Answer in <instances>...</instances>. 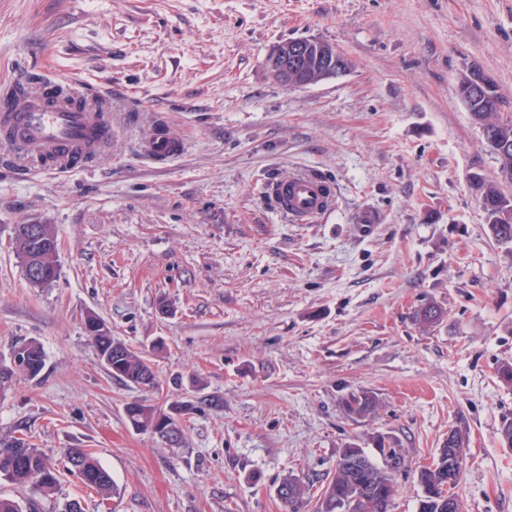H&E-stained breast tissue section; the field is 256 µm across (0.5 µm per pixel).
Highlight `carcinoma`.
I'll return each mask as SVG.
<instances>
[{
  "mask_svg": "<svg viewBox=\"0 0 512 512\" xmlns=\"http://www.w3.org/2000/svg\"><path fill=\"white\" fill-rule=\"evenodd\" d=\"M457 94L470 113L473 122L482 129L484 139L500 162L501 178L512 181V119L499 116V95L496 81L483 87H470L461 82ZM470 186L482 207L490 232L499 243H512V196L500 188L498 182L474 173ZM15 248L22 266L39 264L44 276L32 281L34 286H43L55 280L58 273L57 257L48 254L45 240L27 233L26 226L17 225ZM424 325H434L444 319L441 306L430 303L418 313ZM85 330L91 338L97 355L109 356L107 369L112 375L135 385L151 389L159 388V381L152 370V364L145 356L130 350L127 345L112 336V330L97 317L88 318ZM12 353L21 356L25 364L17 368L0 363V391L14 376L23 375L30 379L39 377L45 367V354L35 340L24 341L13 347ZM377 400L368 392L352 393L344 398L343 410L347 417L357 421L375 413ZM187 413V405L175 401L162 410L141 402L125 406V414L136 430L150 431L164 437L163 430L174 427L182 432L179 419ZM378 459H373L364 449H358L361 466L355 470L341 449L333 475L326 478L320 493L313 495L309 486L298 478H285L280 482L277 497L288 512H337L336 496L347 502L348 512H391V506L398 491L396 475L399 470L391 467L385 454V438L373 437ZM453 448L443 444L432 462L424 466L422 474L432 479L436 473L448 471ZM70 474L81 480L83 485L100 494L115 492L111 474L84 448L69 451L63 465L53 463L49 457L25 438H14L0 445V479L19 487H28L43 497L54 495L64 475ZM293 491H288V486ZM458 498L455 490L437 489L432 496H419L417 512H448V497Z\"/></svg>",
  "mask_w": 512,
  "mask_h": 512,
  "instance_id": "1",
  "label": "carcinoma"
}]
</instances>
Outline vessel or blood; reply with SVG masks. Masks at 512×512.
Returning <instances> with one entry per match:
<instances>
[{"instance_id":"1","label":"vessel or blood","mask_w":512,"mask_h":512,"mask_svg":"<svg viewBox=\"0 0 512 512\" xmlns=\"http://www.w3.org/2000/svg\"><path fill=\"white\" fill-rule=\"evenodd\" d=\"M12 128L8 143L32 161H49L56 171L88 165L112 140V101L73 80L21 75L0 84V126ZM181 142L153 133L140 143L158 161L183 151ZM332 184L318 174L277 179L267 193L278 210L300 224L314 222L335 203Z\"/></svg>"}]
</instances>
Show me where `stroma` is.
Returning a JSON list of instances; mask_svg holds the SVG:
<instances>
[{
  "label": "stroma",
  "mask_w": 512,
  "mask_h": 512,
  "mask_svg": "<svg viewBox=\"0 0 512 512\" xmlns=\"http://www.w3.org/2000/svg\"><path fill=\"white\" fill-rule=\"evenodd\" d=\"M318 38L351 62L277 82L278 43ZM477 66L512 116V0H0V80L25 69L112 98V142L88 167L27 169L0 147V360L37 340L46 366L0 391V442L57 463L85 448L103 498L0 481L33 512H282L288 476L318 486L341 448L383 434L427 463L465 437L461 512H512V244L491 236L469 176L499 161L457 95ZM185 145L138 152L152 129ZM314 172L336 207L294 224L267 183ZM378 224L369 236L364 212ZM19 224L52 225L59 275L31 286ZM440 304L442 322L418 309ZM104 320L149 354L154 391L113 377L84 329ZM161 351H153L155 343ZM372 392L354 421L341 401ZM191 404L173 447L129 424L141 401Z\"/></svg>",
  "instance_id": "1"
}]
</instances>
